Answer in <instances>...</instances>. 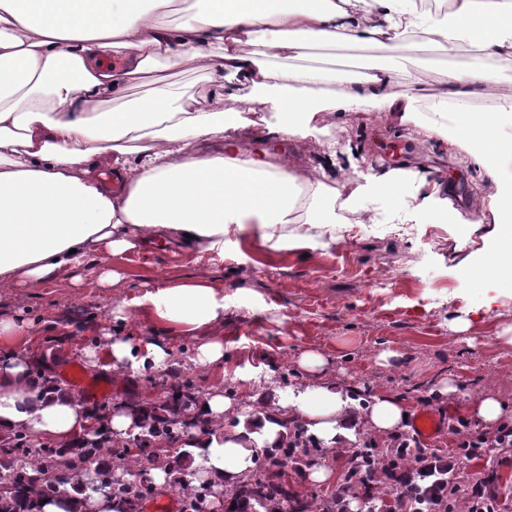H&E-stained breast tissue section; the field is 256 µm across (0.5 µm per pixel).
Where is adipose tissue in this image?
<instances>
[{
	"instance_id": "ef3b65f1",
	"label": "adipose tissue",
	"mask_w": 512,
	"mask_h": 512,
	"mask_svg": "<svg viewBox=\"0 0 512 512\" xmlns=\"http://www.w3.org/2000/svg\"><path fill=\"white\" fill-rule=\"evenodd\" d=\"M178 0H0V284L82 281L88 256L104 251L111 264L95 269L99 287L126 279L116 257L150 243L196 249L220 263L240 237L257 236L270 252L318 250L336 223V181L328 168L299 174L277 147L254 155L213 148L229 129L243 127L244 106L264 112L268 136L318 137L327 116L365 106L398 112L428 140H448L491 175L488 204L465 216L494 223L491 251L472 274L489 280L512 273V0H194L185 16ZM448 51L468 41L472 63L449 70L432 85L424 69L407 72L414 94L435 105L422 115L391 88L390 68L363 73L324 65L297 66L313 49L373 48L397 55L411 35ZM200 74L192 94L165 70ZM155 73L151 92L134 102L131 82ZM492 99V112L473 116L470 100ZM122 109L103 111L108 102ZM115 171L121 191L96 177ZM414 184L418 209L447 221L453 209L427 176L394 170L366 176L348 196L397 200ZM229 298L206 280L159 282L138 295L113 300L112 333L85 346L89 368L114 375L165 371L173 338L193 343L191 367L224 370V322ZM147 313L156 336L134 338L124 329L133 311ZM34 320H0V433H24L35 443L74 445L105 427L113 445L137 431L133 405L119 404L105 422L82 398L43 393L23 341L36 336ZM303 377L289 386L282 410L264 408L250 367H235L231 387L212 386L187 410L206 430L188 429L195 492L209 482L204 512H218L225 494L255 469L256 452L277 447L291 420L303 423L325 455L358 433L383 436L405 429L411 405L398 394L364 396L359 385L331 376L318 351L296 360ZM37 512H126L115 497L36 500Z\"/></svg>"
}]
</instances>
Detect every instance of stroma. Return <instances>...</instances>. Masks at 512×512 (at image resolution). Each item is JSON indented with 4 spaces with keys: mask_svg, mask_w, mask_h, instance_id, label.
I'll return each instance as SVG.
<instances>
[{
    "mask_svg": "<svg viewBox=\"0 0 512 512\" xmlns=\"http://www.w3.org/2000/svg\"><path fill=\"white\" fill-rule=\"evenodd\" d=\"M471 55L464 43L451 55L422 45L408 57L436 83L448 69L467 66ZM332 129L334 143L293 137L284 148L293 168L304 173L336 154L342 193L371 173L421 170L466 214L493 187L486 170L465 152L448 142L422 141L399 113L367 107L333 117ZM370 208L376 223L337 225L335 245L323 251L270 254L249 236L220 264L189 248L130 253L121 260L127 280L120 289L98 287L90 276L76 287L58 279L6 285L0 287V319H39L40 335L52 340V369L60 379L69 363L82 360L75 337L91 325L110 329L113 299L139 293L145 283L206 279L236 296L220 329L229 366L255 368L268 398H279L300 379L296 359L314 349L341 380L414 401L432 397V409L453 420L464 417L468 399L491 395L512 402V345L500 338L512 326V277L487 284L467 273L481 257L492 225L406 223L400 201ZM384 350L399 352V359L379 362ZM448 376L455 378L461 400L436 395L439 380ZM103 380L106 390L84 394L92 406L129 398L145 405L161 389L160 378L148 374L119 380L107 374Z\"/></svg>",
    "mask_w": 512,
    "mask_h": 512,
    "instance_id": "stroma-1",
    "label": "stroma"
}]
</instances>
